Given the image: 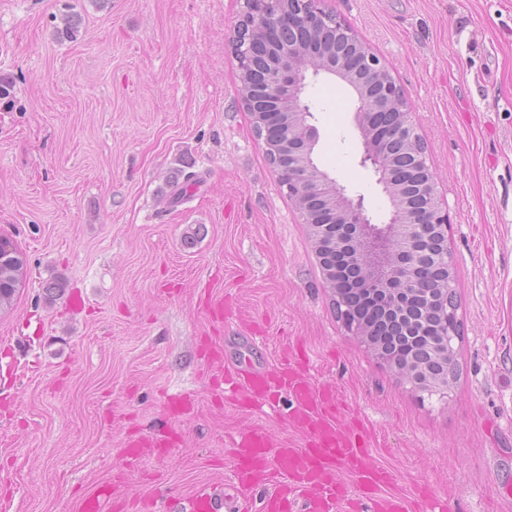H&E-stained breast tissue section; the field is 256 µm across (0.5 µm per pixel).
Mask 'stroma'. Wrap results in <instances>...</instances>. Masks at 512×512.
I'll use <instances>...</instances> for the list:
<instances>
[{
	"mask_svg": "<svg viewBox=\"0 0 512 512\" xmlns=\"http://www.w3.org/2000/svg\"><path fill=\"white\" fill-rule=\"evenodd\" d=\"M244 0H0V237L30 273L0 314V372L16 411L0 427V512H78L122 466L130 423L153 427L172 395L184 444L128 473L187 496L227 488L224 435L249 419L211 405L198 339L255 365L287 339L378 428L375 459L425 482L450 512H512V0H321L405 91L448 213L462 340L447 393L415 390L336 314L309 229L240 102L231 45ZM70 5L76 40L58 41ZM308 100L318 166L389 210L361 167L351 94L324 77ZM198 182L168 207V182ZM63 282L65 293L45 287ZM81 291L84 308L66 307ZM231 299L252 325L210 323Z\"/></svg>",
	"mask_w": 512,
	"mask_h": 512,
	"instance_id": "obj_1",
	"label": "stroma"
}]
</instances>
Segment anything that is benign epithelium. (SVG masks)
Segmentation results:
<instances>
[{"label":"benign epithelium","instance_id":"1","mask_svg":"<svg viewBox=\"0 0 512 512\" xmlns=\"http://www.w3.org/2000/svg\"><path fill=\"white\" fill-rule=\"evenodd\" d=\"M248 33L265 43L269 72L261 85L247 80L251 64L240 70V98L250 112L265 151H273L272 168L281 187L294 201L303 223L310 228L316 252L342 253L359 271V280L371 296L385 303L397 321L409 317L408 302L416 295L417 272L432 265L444 270L441 288L428 293L425 312L443 304V343L432 347V357L446 362L455 355L456 335L448 322V293L455 291L448 250V216L437 199V177L427 161V150L411 120L412 106L388 69L353 32H347L348 54L333 47L313 46L324 19L320 0H301V9L287 0H251ZM331 75L345 84L356 102V123L372 112L388 114L392 124L384 139L362 137L361 165L371 169L376 184L388 198V220L373 221L364 197L351 195L346 186L321 170L315 161L319 134L306 99L308 75ZM401 139L413 152L415 168L402 178L396 157L389 155L392 138ZM334 304L341 307L345 327L366 344L370 333L364 323L346 313L336 282L328 280ZM427 363L411 359L398 371L414 384Z\"/></svg>","mask_w":512,"mask_h":512}]
</instances>
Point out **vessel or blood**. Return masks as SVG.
<instances>
[{
  "label": "vessel or blood",
  "mask_w": 512,
  "mask_h": 512,
  "mask_svg": "<svg viewBox=\"0 0 512 512\" xmlns=\"http://www.w3.org/2000/svg\"><path fill=\"white\" fill-rule=\"evenodd\" d=\"M204 360L223 371L224 394L242 413L271 406L287 397L288 424L296 439L275 435L265 423L253 422L228 438L231 500L203 487L193 495L144 499L139 512H446L434 507L435 495L424 484L404 487L397 470L373 458L382 442L377 429L353 407L334 383L315 382L305 350L281 348L272 366L261 369L224 367V347L207 342ZM193 401L173 396L164 405L166 423L126 436L123 469L110 484L85 495L80 512H128L125 471L149 458H163L180 447L183 435L175 420L190 413Z\"/></svg>",
  "instance_id": "1"
}]
</instances>
